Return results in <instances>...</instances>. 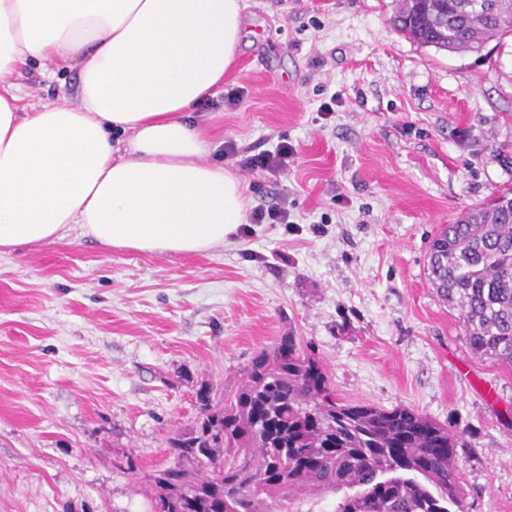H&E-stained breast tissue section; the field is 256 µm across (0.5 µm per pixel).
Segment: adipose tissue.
<instances>
[{
  "mask_svg": "<svg viewBox=\"0 0 512 512\" xmlns=\"http://www.w3.org/2000/svg\"><path fill=\"white\" fill-rule=\"evenodd\" d=\"M246 0H0V256L64 239L205 254L246 219L236 173L185 118L238 55ZM78 67L81 105L25 109L31 61ZM127 135L125 150L111 134Z\"/></svg>",
  "mask_w": 512,
  "mask_h": 512,
  "instance_id": "adipose-tissue-1",
  "label": "adipose tissue"
}]
</instances>
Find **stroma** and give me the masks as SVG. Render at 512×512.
<instances>
[{
    "mask_svg": "<svg viewBox=\"0 0 512 512\" xmlns=\"http://www.w3.org/2000/svg\"><path fill=\"white\" fill-rule=\"evenodd\" d=\"M397 5L248 0L237 61L195 117L237 146L211 160L249 208L287 199L290 223L203 255L71 236L0 257V512H153L196 390L235 392L288 334L345 400L462 433L467 512H512V368L470 352L426 271L443 225L512 188V36L423 47ZM43 68L13 76L21 106H79L77 70ZM283 141L285 170L242 169Z\"/></svg>",
    "mask_w": 512,
    "mask_h": 512,
    "instance_id": "35a3bbf8",
    "label": "stroma"
}]
</instances>
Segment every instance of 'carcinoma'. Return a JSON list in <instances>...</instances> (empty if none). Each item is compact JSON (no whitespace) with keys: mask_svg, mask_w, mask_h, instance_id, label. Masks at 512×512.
I'll list each match as a JSON object with an SVG mask.
<instances>
[{"mask_svg":"<svg viewBox=\"0 0 512 512\" xmlns=\"http://www.w3.org/2000/svg\"><path fill=\"white\" fill-rule=\"evenodd\" d=\"M400 0L395 28L423 47L478 52L512 34V0ZM428 280L458 306L477 357L512 366V194L444 225ZM193 424L168 439L173 462L153 477L157 512H290L305 492L354 488L334 512H458L462 436L407 407L341 398L314 353L281 337L258 351L244 382L217 401L196 392Z\"/></svg>","mask_w":512,"mask_h":512,"instance_id":"cac0c4a2","label":"carcinoma"}]
</instances>
